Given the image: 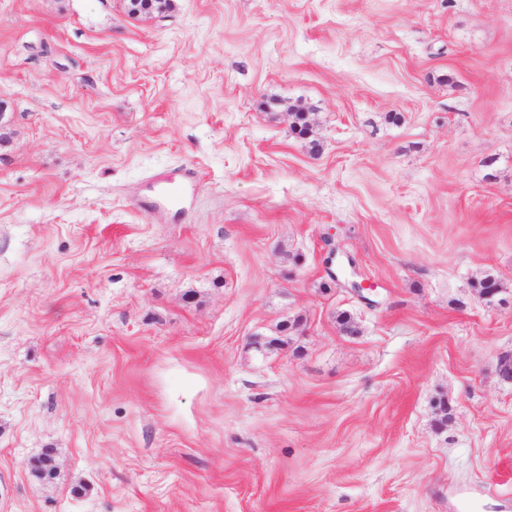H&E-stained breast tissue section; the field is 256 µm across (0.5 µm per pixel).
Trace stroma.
Returning a JSON list of instances; mask_svg holds the SVG:
<instances>
[{
  "label": "stroma",
  "instance_id": "1",
  "mask_svg": "<svg viewBox=\"0 0 512 512\" xmlns=\"http://www.w3.org/2000/svg\"><path fill=\"white\" fill-rule=\"evenodd\" d=\"M510 360L512 0H0V512H512Z\"/></svg>",
  "mask_w": 512,
  "mask_h": 512
}]
</instances>
